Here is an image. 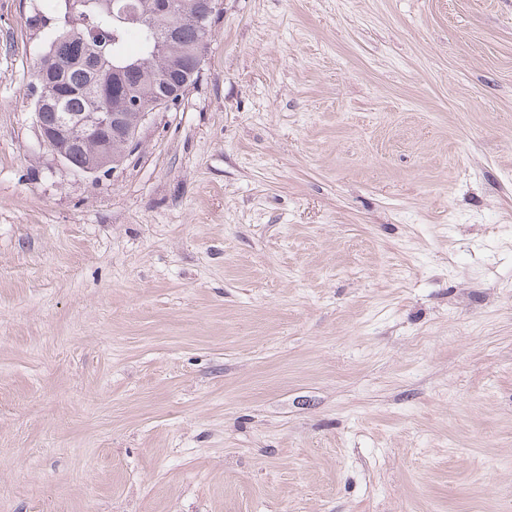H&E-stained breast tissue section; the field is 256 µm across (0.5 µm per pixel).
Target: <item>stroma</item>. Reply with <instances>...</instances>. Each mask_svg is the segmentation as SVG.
<instances>
[{"mask_svg": "<svg viewBox=\"0 0 512 512\" xmlns=\"http://www.w3.org/2000/svg\"><path fill=\"white\" fill-rule=\"evenodd\" d=\"M55 8L0 0V512H512V0H221L95 175Z\"/></svg>", "mask_w": 512, "mask_h": 512, "instance_id": "1", "label": "stroma"}]
</instances>
